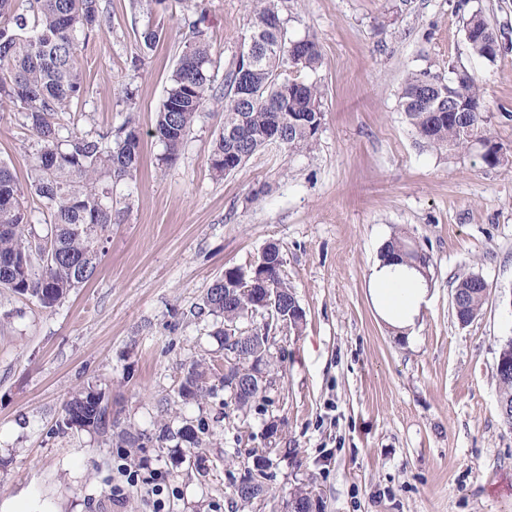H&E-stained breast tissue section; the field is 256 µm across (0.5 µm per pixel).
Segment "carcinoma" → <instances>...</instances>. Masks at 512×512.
Masks as SVG:
<instances>
[{"label": "carcinoma", "instance_id": "cac0c4a2", "mask_svg": "<svg viewBox=\"0 0 512 512\" xmlns=\"http://www.w3.org/2000/svg\"><path fill=\"white\" fill-rule=\"evenodd\" d=\"M147 6L140 42L152 49L162 36L154 25L149 6L153 0H137ZM109 22L103 0H0V101L11 103L23 112L37 149L30 157L27 190L44 216L46 233L34 231L31 211L16 174L0 162V288L31 295L45 308L60 303L69 292L89 282L104 256L101 242L116 223L112 205L115 183L134 177L141 159V141L135 127L126 125L117 133L84 134L66 131L55 122V115L68 111L83 93V71L79 55L91 34ZM192 37L179 55L165 100L157 113L152 136L165 147V159L174 157L185 136L210 105L224 111V125L215 141L210 167L224 175V153H243V166L257 151L266 148L275 133L282 136V149H313L318 127L324 117L321 91L314 83L298 77L282 76L287 68L314 70L320 61L315 38L287 37L279 0H257L250 31L260 34L257 51L259 65L249 76L253 97L244 100L238 92L239 72L230 68L224 81L216 83L209 74L213 60L210 44L197 24H191ZM465 28L471 51L490 62L486 40L493 35L485 18L472 14ZM453 77L437 86L431 101L420 98L427 71L408 76L400 96V108L418 139L437 150L463 151L470 139L479 140L488 152L496 143L481 112L482 93L475 77L465 69L451 67ZM293 84L285 96L281 88ZM462 105L460 112H442L448 99ZM233 130L236 140L227 141L224 132ZM380 258L403 264L409 270L431 267L430 256L401 235H393L382 247ZM259 273L265 277L254 292H238L240 276H254L255 267L245 271L228 268L224 278L208 288L204 299L209 311L223 322H241L251 312L257 295L274 288L286 304L296 300L282 275L283 258L272 242L264 248ZM459 301L454 308L458 323L466 326L479 314L489 294L487 281L478 273L456 280ZM245 357L233 370L247 367L253 357L270 353L269 336L255 335L243 343ZM499 385V410L503 422L512 427V376H496ZM207 368L193 365L181 384L178 395L185 401H199L209 393ZM263 389H252L231 396L243 410L261 396ZM67 423L101 434L112 433V416L100 394L78 391L65 403ZM264 472L247 471L235 487L242 505L265 493Z\"/></svg>", "mask_w": 512, "mask_h": 512}]
</instances>
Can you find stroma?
Masks as SVG:
<instances>
[{"mask_svg":"<svg viewBox=\"0 0 512 512\" xmlns=\"http://www.w3.org/2000/svg\"><path fill=\"white\" fill-rule=\"evenodd\" d=\"M103 2L110 21L80 55L86 92L60 121L93 134L136 127L141 164L113 190L120 220L89 283L51 309L0 288V505L155 512L158 486L164 512H287L299 489L316 494L317 512H512V429L494 377L512 337V0H282L288 38L320 48L301 74L323 93L319 140L258 151L224 177L209 164L221 110L202 112L169 161L151 132L189 22L200 20L224 74L252 0H163L151 17L162 37L145 55L148 17L131 0ZM476 11L500 43L495 62L468 48ZM452 64L480 85L498 165L477 144L419 143L399 108L408 73L444 79ZM33 148L23 114L0 105V161L20 182ZM398 233L432 260L408 340L370 291ZM270 242L305 314L272 340L281 369L248 411L217 376L208 397L182 402L188 369L224 359L208 287ZM471 271L490 290L462 326L452 284ZM84 387L107 405L111 435L66 425L63 405ZM187 424L204 427L202 448L181 438ZM124 432L138 447L121 444ZM257 450L271 461L267 492L244 508L234 488Z\"/></svg>","mask_w":512,"mask_h":512,"instance_id":"obj_1","label":"stroma"}]
</instances>
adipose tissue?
<instances>
[{"instance_id": "1", "label": "adipose tissue", "mask_w": 512, "mask_h": 512, "mask_svg": "<svg viewBox=\"0 0 512 512\" xmlns=\"http://www.w3.org/2000/svg\"><path fill=\"white\" fill-rule=\"evenodd\" d=\"M377 304L397 332H405L418 314L428 290L402 267L376 264L372 275Z\"/></svg>"}]
</instances>
